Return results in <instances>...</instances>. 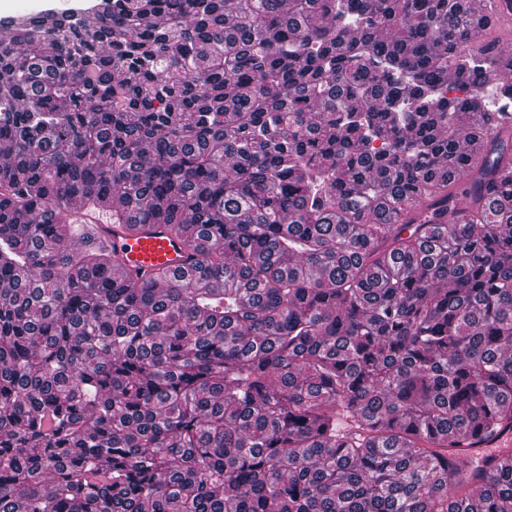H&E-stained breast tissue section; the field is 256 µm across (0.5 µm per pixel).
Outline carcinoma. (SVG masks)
Masks as SVG:
<instances>
[{
	"label": "carcinoma",
	"mask_w": 512,
	"mask_h": 512,
	"mask_svg": "<svg viewBox=\"0 0 512 512\" xmlns=\"http://www.w3.org/2000/svg\"><path fill=\"white\" fill-rule=\"evenodd\" d=\"M0 28V512H512V450H458L512 429V53L469 0ZM77 210L197 259L115 280Z\"/></svg>",
	"instance_id": "carcinoma-1"
}]
</instances>
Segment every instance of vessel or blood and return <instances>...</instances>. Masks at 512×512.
I'll return each instance as SVG.
<instances>
[{"instance_id": "vessel-or-blood-1", "label": "vessel or blood", "mask_w": 512, "mask_h": 512, "mask_svg": "<svg viewBox=\"0 0 512 512\" xmlns=\"http://www.w3.org/2000/svg\"><path fill=\"white\" fill-rule=\"evenodd\" d=\"M80 223L94 225L112 251L113 272L126 277L156 272L176 273L189 267L186 243L170 235L164 227H152L147 233L130 232L112 225L105 213L83 215Z\"/></svg>"}]
</instances>
